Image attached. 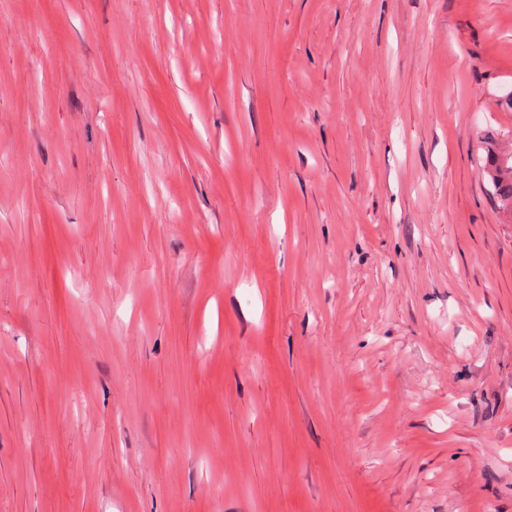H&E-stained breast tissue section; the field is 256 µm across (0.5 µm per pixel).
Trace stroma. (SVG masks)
<instances>
[{"instance_id": "35a3bbf8", "label": "stroma", "mask_w": 512, "mask_h": 512, "mask_svg": "<svg viewBox=\"0 0 512 512\" xmlns=\"http://www.w3.org/2000/svg\"><path fill=\"white\" fill-rule=\"evenodd\" d=\"M512 0H0V512H512ZM494 192L499 205L512 214V152L503 154L496 165L493 180Z\"/></svg>"}]
</instances>
